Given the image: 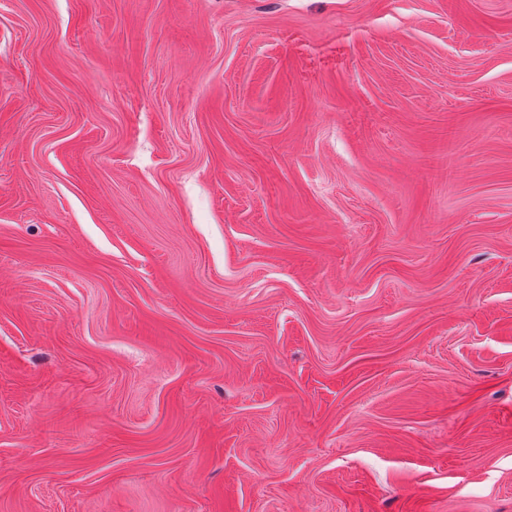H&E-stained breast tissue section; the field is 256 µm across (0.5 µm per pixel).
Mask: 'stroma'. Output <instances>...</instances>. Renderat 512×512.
<instances>
[{"instance_id": "stroma-1", "label": "stroma", "mask_w": 512, "mask_h": 512, "mask_svg": "<svg viewBox=\"0 0 512 512\" xmlns=\"http://www.w3.org/2000/svg\"><path fill=\"white\" fill-rule=\"evenodd\" d=\"M0 512H512V0H0Z\"/></svg>"}]
</instances>
